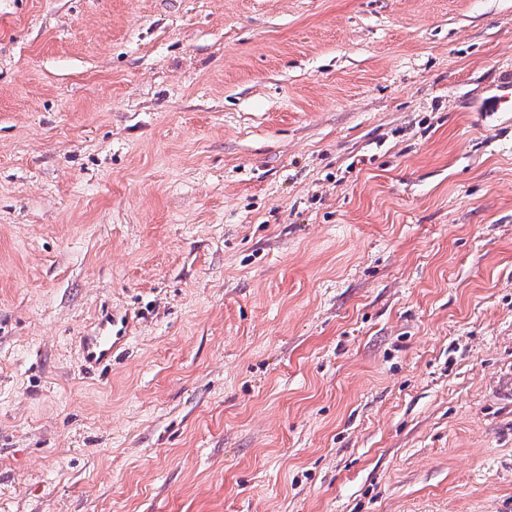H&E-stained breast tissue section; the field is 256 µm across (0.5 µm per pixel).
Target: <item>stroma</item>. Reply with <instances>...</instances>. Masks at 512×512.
<instances>
[{"mask_svg": "<svg viewBox=\"0 0 512 512\" xmlns=\"http://www.w3.org/2000/svg\"><path fill=\"white\" fill-rule=\"evenodd\" d=\"M510 74L512 0H0V512H512ZM127 324L123 318L119 324L113 315H105L100 330L95 336H86L81 342V357L86 365L105 366L112 362V356L118 351L124 340Z\"/></svg>", "mask_w": 512, "mask_h": 512, "instance_id": "stroma-1", "label": "stroma"}]
</instances>
